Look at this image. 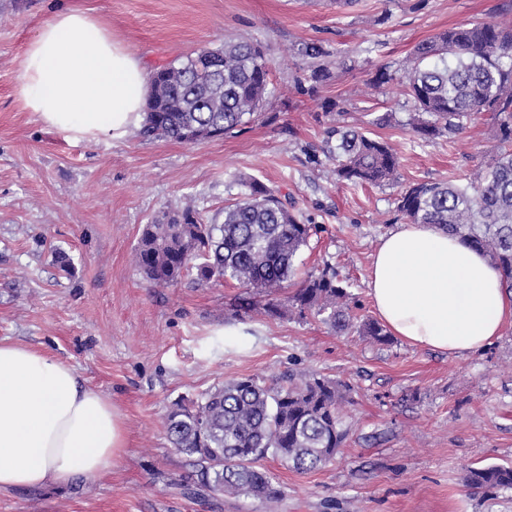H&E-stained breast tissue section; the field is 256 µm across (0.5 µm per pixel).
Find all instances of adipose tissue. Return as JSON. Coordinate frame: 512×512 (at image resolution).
I'll use <instances>...</instances> for the list:
<instances>
[{"instance_id":"1","label":"adipose tissue","mask_w":512,"mask_h":512,"mask_svg":"<svg viewBox=\"0 0 512 512\" xmlns=\"http://www.w3.org/2000/svg\"><path fill=\"white\" fill-rule=\"evenodd\" d=\"M146 67L87 10L70 6L29 43L17 96L76 139L139 127ZM368 293L392 336L462 356L499 338L512 293L486 257L428 224H403L377 248ZM126 448L112 400L44 351L0 340V490L65 487L111 472Z\"/></svg>"}]
</instances>
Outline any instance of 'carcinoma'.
<instances>
[{"label":"carcinoma","mask_w":512,"mask_h":512,"mask_svg":"<svg viewBox=\"0 0 512 512\" xmlns=\"http://www.w3.org/2000/svg\"><path fill=\"white\" fill-rule=\"evenodd\" d=\"M270 73L260 47L232 39L159 66L138 135L196 144L231 134L260 115L271 94ZM329 75L322 63L309 75L311 85L299 80L296 89L312 94ZM398 77L413 102L408 126L424 142L454 137L467 122L492 113L498 149L476 176L464 183L410 184L399 192L397 212L482 251L511 292L512 28L485 21L445 30L415 46L401 75L380 68L373 86ZM330 136L336 137L328 153L338 180L399 184V158L387 142L355 128H336ZM248 189L244 199L224 208L220 224L204 221L189 198L180 210L146 225L133 254L144 278L165 286L194 270L200 285L233 281L245 290L235 312L240 318L256 310L255 296L261 294L266 315L317 317L337 333L387 342L377 321L352 314L347 287L328 265L285 293L316 226L304 223L263 183L253 180ZM345 402V383L315 373L290 374L283 382L245 377L173 403L163 425L172 447L195 457V484L215 495L262 500L275 512L272 504L282 490L262 461L277 459L301 473L326 466L349 434L340 415ZM463 482L486 495L512 490V466H471Z\"/></svg>","instance_id":"cac0c4a2"}]
</instances>
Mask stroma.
I'll list each match as a JSON object with an SVG mask.
<instances>
[{
    "label": "stroma",
    "mask_w": 512,
    "mask_h": 512,
    "mask_svg": "<svg viewBox=\"0 0 512 512\" xmlns=\"http://www.w3.org/2000/svg\"><path fill=\"white\" fill-rule=\"evenodd\" d=\"M93 10L153 69L236 39L262 45L275 93L232 134L185 144L74 140L27 111L14 88L29 42L68 4ZM495 19L512 0H0V339L75 368L123 416L126 454L112 473L63 490L0 491V512H265L247 496L184 493L192 471L163 429L171 405L225 381L312 370L344 381L350 434L335 460L305 473L267 459L278 512H512V492L487 498L463 485L467 467L512 465V323L462 357L398 338L337 334L316 318L234 317L230 284H149L133 263L145 225L193 198L222 217L258 180L319 230L299 275L334 267L358 316L374 317L367 276L381 240L401 224L398 187L338 181L326 131L357 128L387 141L404 183L466 180L497 143L491 113L461 140L413 139L401 83L373 87L378 67L399 70L414 47L448 28ZM320 42L338 64L315 93L297 78V49ZM390 112L386 126L375 116ZM72 260L62 271L58 252Z\"/></svg>",
    "instance_id": "35a3bbf8"
}]
</instances>
